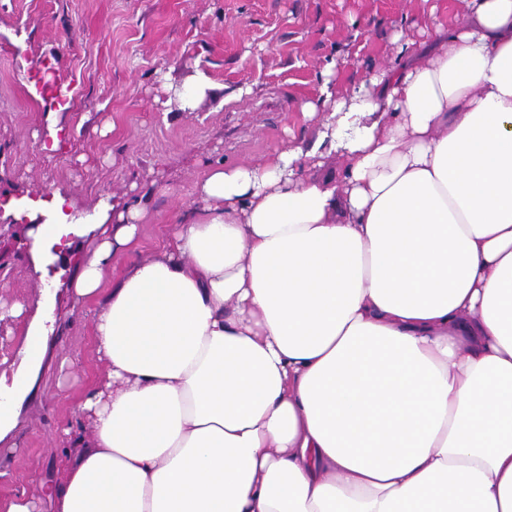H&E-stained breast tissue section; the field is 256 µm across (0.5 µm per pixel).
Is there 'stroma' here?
<instances>
[{"label": "stroma", "mask_w": 512, "mask_h": 512, "mask_svg": "<svg viewBox=\"0 0 512 512\" xmlns=\"http://www.w3.org/2000/svg\"><path fill=\"white\" fill-rule=\"evenodd\" d=\"M466 14L464 0H0V194L61 192L79 221L64 257L36 256L28 221L0 211V306L22 310L0 320V397L11 410L0 430L1 500L42 495L73 402L105 372L92 339L97 301L74 292L105 237L93 206L147 201L138 239L102 268L108 286L155 252L209 169L258 164L309 140L303 102L347 95L401 63L395 32L422 42L430 25ZM40 70L73 82L68 104L38 94ZM201 77L222 95L185 111L169 103V86ZM244 87L250 95L237 98ZM31 332L42 340L34 365ZM19 378L30 388L20 397Z\"/></svg>", "instance_id": "obj_1"}]
</instances>
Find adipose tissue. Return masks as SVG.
<instances>
[{"mask_svg": "<svg viewBox=\"0 0 512 512\" xmlns=\"http://www.w3.org/2000/svg\"><path fill=\"white\" fill-rule=\"evenodd\" d=\"M467 2L303 104L312 144L211 168L108 288L144 205H95L112 238L75 289L106 375L55 483L0 512H512V0ZM69 204L0 208L43 252Z\"/></svg>", "mask_w": 512, "mask_h": 512, "instance_id": "adipose-tissue-1", "label": "adipose tissue"}]
</instances>
